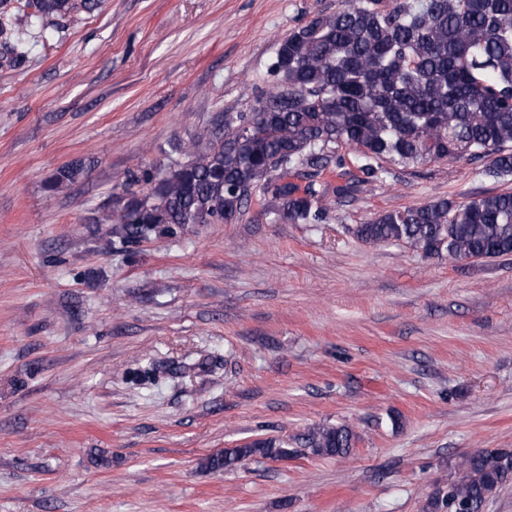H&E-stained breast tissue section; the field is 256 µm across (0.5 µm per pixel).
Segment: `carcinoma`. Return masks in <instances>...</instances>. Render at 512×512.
Listing matches in <instances>:
<instances>
[{
	"label": "carcinoma",
	"instance_id": "obj_1",
	"mask_svg": "<svg viewBox=\"0 0 512 512\" xmlns=\"http://www.w3.org/2000/svg\"><path fill=\"white\" fill-rule=\"evenodd\" d=\"M100 0H27V27L0 19V58L22 65L32 34L48 38L60 21L80 23ZM275 80L248 113L230 116L224 135L195 142L188 160L163 173L144 169L113 194L97 224L112 245L130 249L188 224H231L262 194L266 215L293 224L325 219V201L347 199L381 182L389 166L488 158L486 175L512 176V0H343L278 43ZM359 154L364 178L333 185L322 173L342 164L338 150ZM83 165L58 169L47 189L74 183ZM369 245L406 244L448 261L512 253V192L464 204L441 198L386 211L350 228ZM348 425L314 427L298 443L314 455L346 457ZM296 450L259 438L210 455L213 471L248 459L286 460ZM512 484V450H481L458 464L435 512H483L495 490Z\"/></svg>",
	"mask_w": 512,
	"mask_h": 512
}]
</instances>
